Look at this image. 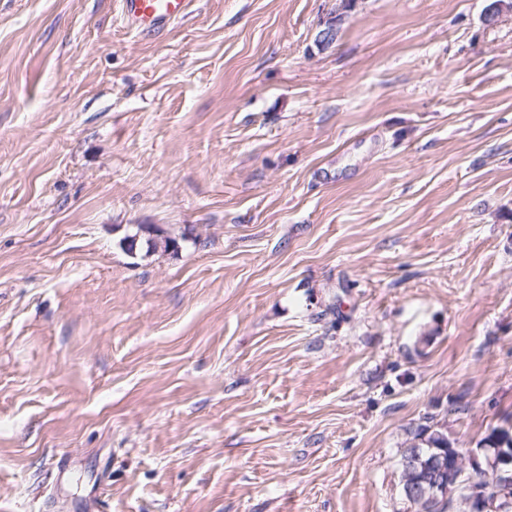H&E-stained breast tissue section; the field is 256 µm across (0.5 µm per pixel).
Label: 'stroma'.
I'll return each mask as SVG.
<instances>
[{
  "instance_id": "obj_1",
  "label": "stroma",
  "mask_w": 512,
  "mask_h": 512,
  "mask_svg": "<svg viewBox=\"0 0 512 512\" xmlns=\"http://www.w3.org/2000/svg\"><path fill=\"white\" fill-rule=\"evenodd\" d=\"M489 2L0 0V512H413L512 422ZM121 20L131 31L158 33L186 15L189 0H120Z\"/></svg>"
}]
</instances>
